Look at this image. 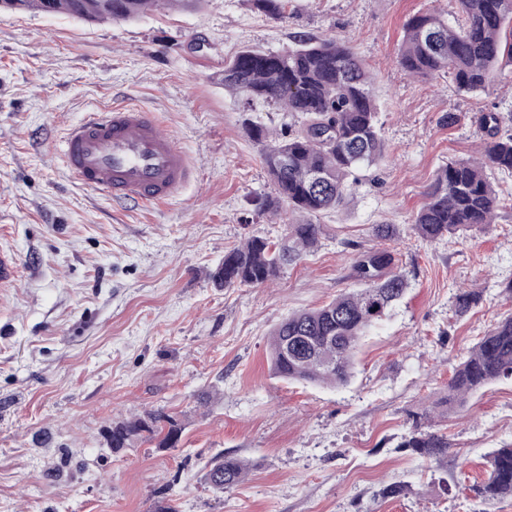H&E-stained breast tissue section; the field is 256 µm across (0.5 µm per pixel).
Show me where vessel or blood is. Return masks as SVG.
I'll list each match as a JSON object with an SVG mask.
<instances>
[{
    "mask_svg": "<svg viewBox=\"0 0 512 512\" xmlns=\"http://www.w3.org/2000/svg\"><path fill=\"white\" fill-rule=\"evenodd\" d=\"M75 180L120 201L152 204L176 196L190 180L187 155L150 113L131 106L91 112L68 128L59 144ZM19 260L0 247V288L18 285Z\"/></svg>",
    "mask_w": 512,
    "mask_h": 512,
    "instance_id": "b4317fda",
    "label": "vessel or blood"
}]
</instances>
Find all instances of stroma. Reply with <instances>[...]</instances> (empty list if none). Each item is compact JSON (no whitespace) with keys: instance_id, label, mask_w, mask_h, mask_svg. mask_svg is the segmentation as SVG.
<instances>
[{"instance_id":"stroma-1","label":"stroma","mask_w":512,"mask_h":512,"mask_svg":"<svg viewBox=\"0 0 512 512\" xmlns=\"http://www.w3.org/2000/svg\"><path fill=\"white\" fill-rule=\"evenodd\" d=\"M433 10L456 18L455 0H288L279 20L249 0L107 22L0 11V244L21 261L0 294V512H153L164 498L177 512H512L511 497L471 491L487 455L512 443V380L448 403L455 367L512 313V176L492 175L496 223L433 244L410 229L437 170L475 156L483 113L512 133V64L476 93L444 73L406 75L404 24ZM301 34L339 37L366 63L388 156L319 216L313 254L267 285L214 287L225 250L285 234L260 210L272 184L246 122L297 123L225 92L224 63ZM118 105L151 112L191 160L175 198L117 202L72 177L64 133ZM376 224L398 226L410 287L364 339L350 383L272 375V329L355 287ZM461 285L482 298L460 316ZM157 411L182 422L177 447H107L112 422ZM418 424L447 435L446 456L402 448ZM219 453L252 464L224 493L203 481ZM393 482L404 493L383 497Z\"/></svg>"}]
</instances>
